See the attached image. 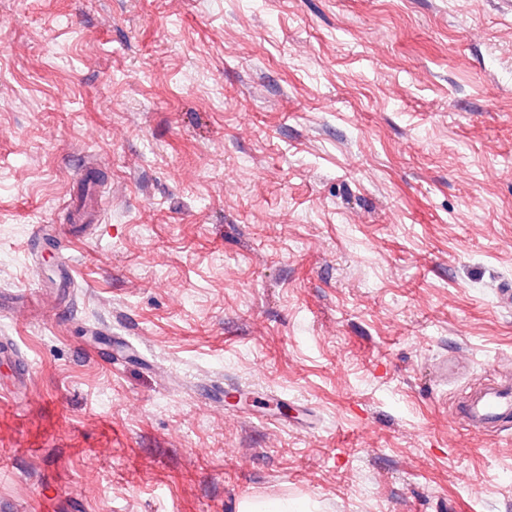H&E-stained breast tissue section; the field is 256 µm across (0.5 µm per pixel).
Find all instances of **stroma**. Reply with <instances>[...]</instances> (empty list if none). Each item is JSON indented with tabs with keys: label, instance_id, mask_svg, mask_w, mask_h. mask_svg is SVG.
Returning <instances> with one entry per match:
<instances>
[{
	"label": "stroma",
	"instance_id": "obj_1",
	"mask_svg": "<svg viewBox=\"0 0 512 512\" xmlns=\"http://www.w3.org/2000/svg\"><path fill=\"white\" fill-rule=\"evenodd\" d=\"M509 283L497 0H0V512H512ZM459 413L479 432L509 430L512 424L511 392L489 388ZM304 502L287 499H250L241 504L240 512H307Z\"/></svg>",
	"mask_w": 512,
	"mask_h": 512
}]
</instances>
